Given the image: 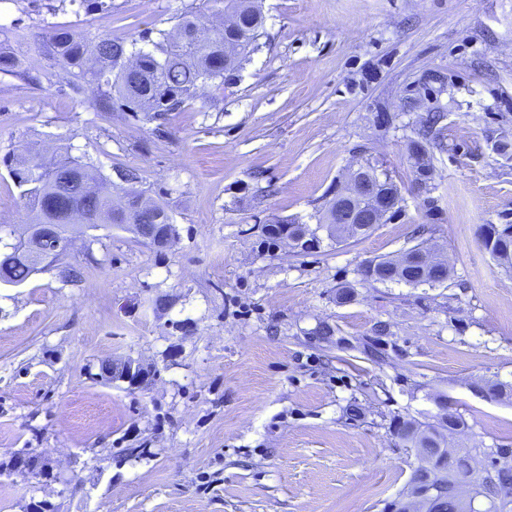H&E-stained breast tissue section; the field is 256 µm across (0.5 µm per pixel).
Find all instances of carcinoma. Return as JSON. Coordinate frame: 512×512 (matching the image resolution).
<instances>
[{
	"instance_id": "obj_1",
	"label": "carcinoma",
	"mask_w": 512,
	"mask_h": 512,
	"mask_svg": "<svg viewBox=\"0 0 512 512\" xmlns=\"http://www.w3.org/2000/svg\"><path fill=\"white\" fill-rule=\"evenodd\" d=\"M226 8L238 18V41L235 59L224 63V28L211 27L193 12L181 15L170 31L159 30L158 40L151 41L152 30L146 29L139 38L152 42L154 50L129 49L131 42L119 36L86 37L68 29L56 28L42 36L39 50L54 61L69 79L70 87L78 94L84 90L94 93V105L101 112H130L147 122L165 118L198 97L200 91L216 80L224 85L230 81L241 64L256 48L264 17L255 7V0H224ZM0 73L22 76L25 70L17 58L6 50L0 51ZM446 118L443 112H430L420 121L411 159L415 180L429 189L432 166L422 142L430 139V132ZM11 176L21 188L26 221L21 232L0 250V274L8 281L22 285L32 276L56 269L65 282L73 280L77 271L72 266L58 264L59 257L44 259L42 267L32 265L24 242L38 233L41 224H57L62 234L70 237L90 226L101 224H169L166 209L152 202L135 207L142 192L134 187L136 173L122 171L121 182L107 181L97 175L90 165L73 157L61 146L55 156L22 147L7 159ZM365 169L371 189L359 191L347 185L349 205L355 209L372 206L389 196L400 194L389 173L367 162ZM288 225V234L269 232L272 241H287L293 237H316L307 224L282 218ZM318 228L328 237L341 243L349 238L365 235L370 224H339L336 219V200L327 202ZM484 243L491 244V256L498 265L512 269V224L486 225ZM429 252L418 243L396 256L372 259L361 269L362 280L376 283H404L417 286L441 284L439 268H429L413 262L414 255ZM443 414L436 422L425 423L397 416L390 429L403 448L413 451L416 465L404 490L438 489L437 503L429 512H468L466 498H478L482 507L476 512H512V447L478 448V454L495 457L489 467L480 473L471 470V456L459 454L451 441L465 432L466 422L458 413L448 412V401L436 398Z\"/></svg>"
}]
</instances>
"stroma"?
Here are the masks:
<instances>
[{"label": "stroma", "instance_id": "obj_1", "mask_svg": "<svg viewBox=\"0 0 512 512\" xmlns=\"http://www.w3.org/2000/svg\"><path fill=\"white\" fill-rule=\"evenodd\" d=\"M259 2L263 32L232 84L159 128L97 111L33 42L54 28L133 40L199 10L216 25L217 5L0 0L35 77L0 73V223L25 219L4 157L62 138L104 178L136 171L177 230L162 250L89 230L65 256L77 281L0 287V512H383L415 461L389 423L432 421L439 395L467 446L512 445V401L479 391L512 382V273L480 236L512 223V0ZM430 111L447 118L427 193L410 142ZM366 159L389 170L400 209L335 242L318 218ZM275 215L315 228L316 247L267 240ZM422 240L446 283L362 280L367 261ZM345 282L356 297L340 304ZM380 322L375 361L364 346ZM128 358L142 380L105 377ZM21 454L41 473L18 469Z\"/></svg>", "mask_w": 512, "mask_h": 512}]
</instances>
